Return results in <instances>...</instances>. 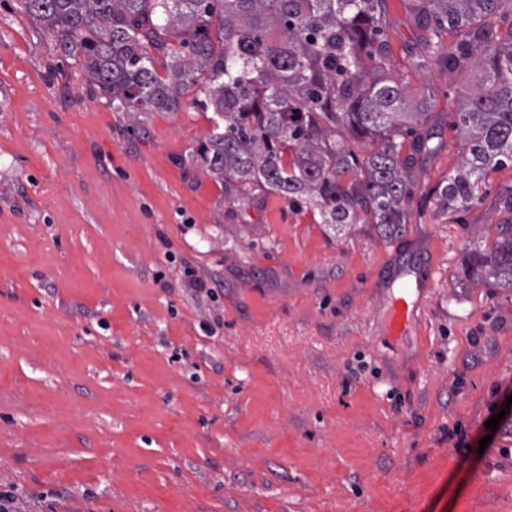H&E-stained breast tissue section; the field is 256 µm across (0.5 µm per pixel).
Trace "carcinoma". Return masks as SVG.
Instances as JSON below:
<instances>
[{
	"label": "carcinoma",
	"mask_w": 512,
	"mask_h": 512,
	"mask_svg": "<svg viewBox=\"0 0 512 512\" xmlns=\"http://www.w3.org/2000/svg\"><path fill=\"white\" fill-rule=\"evenodd\" d=\"M20 2L116 112L176 111L194 89L214 114L198 156L221 177L224 197L256 187L296 211H318L324 224L361 220L388 239L404 232L406 172L441 143L421 129L432 118L431 94L409 98L390 73L383 0ZM412 11V67L455 73L483 59L454 122L470 158L437 192L441 209L466 212L483 200L486 178L512 163V27L495 22L512 0H412ZM447 28L460 35L448 49ZM344 129L377 148L357 160L336 142ZM498 205L496 239L467 251L464 272L475 285L512 290V188Z\"/></svg>",
	"instance_id": "carcinoma-1"
}]
</instances>
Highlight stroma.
Instances as JSON below:
<instances>
[{
	"instance_id": "stroma-1",
	"label": "stroma",
	"mask_w": 512,
	"mask_h": 512,
	"mask_svg": "<svg viewBox=\"0 0 512 512\" xmlns=\"http://www.w3.org/2000/svg\"><path fill=\"white\" fill-rule=\"evenodd\" d=\"M384 12L391 70L442 116L393 240L228 203L197 156L211 109L113 111L0 0V482L27 512H512V291L462 266L512 165L440 209L476 76L413 69L409 0ZM413 308L405 297H399L393 303L388 317L389 329L393 335H402L410 325Z\"/></svg>"
}]
</instances>
